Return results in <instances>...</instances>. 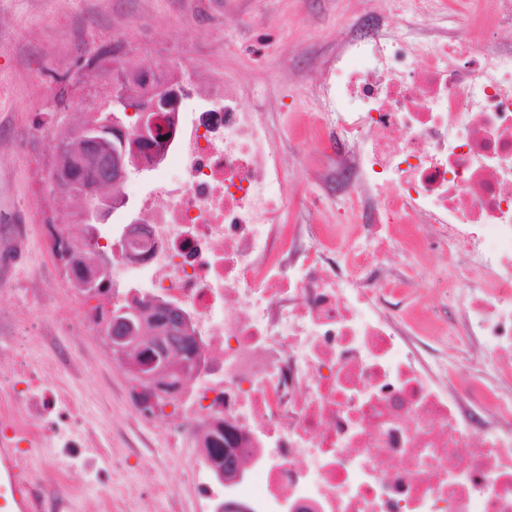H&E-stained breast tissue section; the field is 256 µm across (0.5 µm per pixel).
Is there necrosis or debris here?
Segmentation results:
<instances>
[{
    "label": "necrosis or debris",
    "mask_w": 512,
    "mask_h": 512,
    "mask_svg": "<svg viewBox=\"0 0 512 512\" xmlns=\"http://www.w3.org/2000/svg\"><path fill=\"white\" fill-rule=\"evenodd\" d=\"M482 4L453 37L444 0H395L394 23L363 9L302 86L317 106L298 127L332 162L316 203L344 200L335 223H289L280 145L223 80L221 111L186 106L167 129L145 232L96 237L113 302L136 272L191 314L210 373L182 431L216 415L233 427L256 512H512V48ZM436 255L459 289L448 331L446 286L404 306ZM443 334L425 362L415 338ZM477 351L481 372L456 369ZM11 358L25 403L0 405V447L50 432L60 457L105 454L69 435L68 393Z\"/></svg>",
    "instance_id": "4bbe7bcc"
}]
</instances>
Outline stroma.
<instances>
[{
	"label": "stroma",
	"mask_w": 512,
	"mask_h": 512,
	"mask_svg": "<svg viewBox=\"0 0 512 512\" xmlns=\"http://www.w3.org/2000/svg\"><path fill=\"white\" fill-rule=\"evenodd\" d=\"M356 13L353 0H0V342L32 337L42 375L75 403V428L111 444L92 471L58 458L49 439L28 448L27 471L66 474L45 492L46 507L99 512L108 499L113 512H193L198 498L187 478L195 457L173 435L177 417L169 408L149 419L136 413L126 370L96 324L67 317L78 295L57 255L38 242L40 225L65 222L76 208L49 184L60 128L112 94L116 58L151 69L178 56L197 81L193 94L199 79L234 78L256 111H305L292 85L335 48L336 29ZM257 43L266 49L261 62L246 51ZM61 96L66 109L53 110ZM280 147L288 221L309 223L303 199L320 190L321 156L288 131ZM65 352L76 358L75 373L57 369Z\"/></svg>",
	"instance_id": "35a3bbf8"
}]
</instances>
